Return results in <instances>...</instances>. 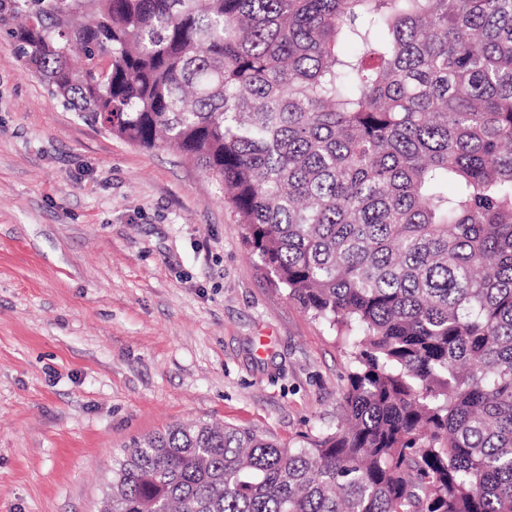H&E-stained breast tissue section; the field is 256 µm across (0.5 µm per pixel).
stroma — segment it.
Returning <instances> with one entry per match:
<instances>
[{
    "instance_id": "obj_1",
    "label": "stroma",
    "mask_w": 512,
    "mask_h": 512,
    "mask_svg": "<svg viewBox=\"0 0 512 512\" xmlns=\"http://www.w3.org/2000/svg\"><path fill=\"white\" fill-rule=\"evenodd\" d=\"M243 235L207 173L0 46V512H100L114 451L177 423L335 430L347 350Z\"/></svg>"
}]
</instances>
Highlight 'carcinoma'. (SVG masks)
I'll list each match as a JSON object with an SVG mask.
<instances>
[{"label": "carcinoma", "mask_w": 512, "mask_h": 512, "mask_svg": "<svg viewBox=\"0 0 512 512\" xmlns=\"http://www.w3.org/2000/svg\"><path fill=\"white\" fill-rule=\"evenodd\" d=\"M0 45L350 349L335 431L172 425L101 512H512V0H0Z\"/></svg>", "instance_id": "1"}]
</instances>
